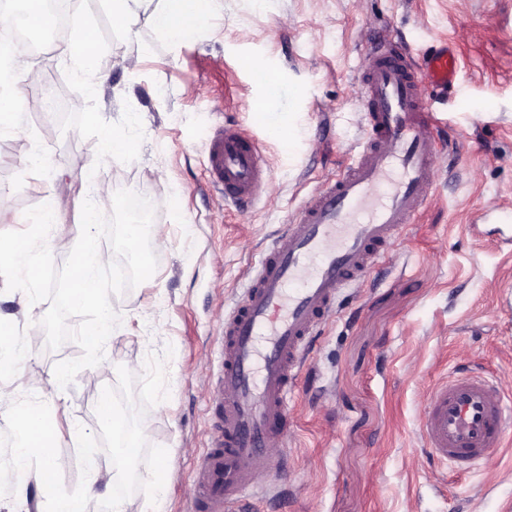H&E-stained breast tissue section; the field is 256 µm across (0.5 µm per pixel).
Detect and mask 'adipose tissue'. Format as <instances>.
Returning a JSON list of instances; mask_svg holds the SVG:
<instances>
[{"mask_svg": "<svg viewBox=\"0 0 512 512\" xmlns=\"http://www.w3.org/2000/svg\"><path fill=\"white\" fill-rule=\"evenodd\" d=\"M163 9L152 15L154 29L172 43H180L194 29L204 23V14H191L189 6L192 0H165ZM77 210L82 223L92 224L96 221V213L85 206L74 191L72 183L59 178L54 180L48 188V200L41 210L38 222L41 225L55 223L61 211L67 209ZM12 425L21 429L16 437L12 454L14 464L9 468L0 467V486L6 485L16 491L18 500H26L25 487L28 480H35L37 486L49 488L51 480L57 473L68 466L66 458L55 454L49 444L45 430L46 413L43 409L34 407L25 413L10 416ZM40 452L42 465L38 471H30L29 459L33 452Z\"/></svg>", "mask_w": 512, "mask_h": 512, "instance_id": "obj_1", "label": "adipose tissue"}]
</instances>
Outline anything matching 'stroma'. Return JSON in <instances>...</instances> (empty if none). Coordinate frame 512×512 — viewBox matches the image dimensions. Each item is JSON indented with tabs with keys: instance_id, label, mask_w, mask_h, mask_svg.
<instances>
[{
	"instance_id": "1",
	"label": "stroma",
	"mask_w": 512,
	"mask_h": 512,
	"mask_svg": "<svg viewBox=\"0 0 512 512\" xmlns=\"http://www.w3.org/2000/svg\"><path fill=\"white\" fill-rule=\"evenodd\" d=\"M150 0L128 40L110 0H75L69 38L32 55L42 82H17L62 99L84 90L78 118L22 111L0 126V232L28 226L56 169L73 181L86 171L112 190L145 197L168 237L152 242L153 276L112 295L120 317L96 366L63 390L50 378L78 358L72 341L48 349L40 321L48 302L22 306L0 293V327L31 358L5 377L16 412L50 415V445L69 468L49 494L29 485L28 512L84 497L86 512H189L194 469L209 445L211 381L221 332L260 249L337 173L365 138L358 83L371 37L395 35L416 56L439 41L459 58L454 89L432 92L447 124L437 156V190L364 282L344 290L288 396L287 462L261 477L253 512H504L512 504V432L479 470L463 475L428 457L420 421L431 388L477 369L512 395V251L497 242L512 222V0H208L203 29L172 44L150 22ZM90 35L104 86L63 56L67 39ZM144 52L137 72L123 53ZM284 116L268 128L254 102ZM249 133L271 169L266 195L240 211L209 189L205 142L219 125ZM128 137L110 149L101 132ZM42 160L35 168L34 160ZM112 395L116 425L134 430L139 452L125 488L112 478V431L98 418ZM160 475L154 491L147 474Z\"/></svg>"
}]
</instances>
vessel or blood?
<instances>
[{"mask_svg": "<svg viewBox=\"0 0 512 512\" xmlns=\"http://www.w3.org/2000/svg\"><path fill=\"white\" fill-rule=\"evenodd\" d=\"M457 71L447 44L418 60L394 39L371 42L360 78L364 142L267 247L224 314L210 389L218 421L194 472L192 512H233L260 474L281 471L288 394L338 295L361 283L437 189L440 120L425 92L452 88ZM206 165L220 199L240 205L271 180L257 142L235 127L214 130ZM511 428L512 400L472 370L431 390L420 424L429 454L461 470L487 461Z\"/></svg>", "mask_w": 512, "mask_h": 512, "instance_id": "vessel-or-blood-1", "label": "vessel or blood"}]
</instances>
